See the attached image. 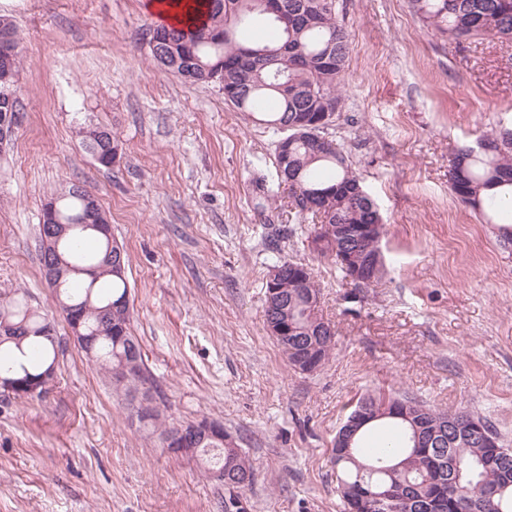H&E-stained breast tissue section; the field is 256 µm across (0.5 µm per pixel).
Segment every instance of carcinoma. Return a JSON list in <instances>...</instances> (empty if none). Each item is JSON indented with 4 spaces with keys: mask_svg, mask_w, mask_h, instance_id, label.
<instances>
[{
    "mask_svg": "<svg viewBox=\"0 0 512 512\" xmlns=\"http://www.w3.org/2000/svg\"><path fill=\"white\" fill-rule=\"evenodd\" d=\"M288 25L265 14L264 0H202L203 20L179 27L165 24L153 28L159 37L150 54L164 71L184 81L210 83L211 67L224 69V85L238 90L227 102L241 112L261 116L260 122L286 134L275 141L274 161L278 184L288 186L291 207L299 214L320 218L319 229L339 224L351 231L360 224H380L379 211L347 163L336 140L316 125L326 112L341 106L339 86L349 54L348 35L336 16V0H281ZM414 13L434 29L455 40L490 37L512 41V0H409ZM255 24L272 31L266 42H252L241 32ZM22 66L14 72L0 71V113L3 100L13 95L11 86ZM288 86V91L281 86ZM448 182L464 204L487 214L488 221L504 212L502 202L512 198V129L483 136L474 146L454 150ZM66 236L54 241L53 260L67 264L58 288L59 303L85 312V333L93 340L87 358L107 375L135 364L138 385L112 382L113 390L125 397L138 422L162 438L177 427L165 424L153 405L154 382L139 344L130 332L132 307L126 280L128 254L117 241L98 238V247L86 248L81 234L89 227L76 223L84 209L83 194L70 190L58 198ZM384 231L371 239L355 240L332 232L320 252L336 259V265L352 277L339 256L358 251L360 276L374 274L372 254L380 250ZM95 267L98 276L85 278L76 288L68 287L72 276ZM281 301L264 307L266 323H290L294 333L278 339L286 358L302 353L327 362L335 346V331L319 314V290L313 273L299 278L293 271L281 283ZM0 320L22 325L30 339L44 343L32 346L27 364L20 365L19 380L42 377L41 364L55 369L58 357L55 339L41 336L46 318L18 290L0 292ZM390 410L361 424L352 432L349 452L332 451L330 463L336 471L338 490L346 512H367L355 499V487L374 490L394 488L400 501L388 512H512V456L494 464L484 463L485 451L465 440L462 426L475 418L491 433L495 427L482 416L468 412L434 409L409 397H391ZM422 427L429 448H416L413 426ZM196 460L208 478L224 470V482L236 481L241 491L254 481L249 460L235 443L205 440Z\"/></svg>",
    "mask_w": 512,
    "mask_h": 512,
    "instance_id": "cac0c4a2",
    "label": "carcinoma"
}]
</instances>
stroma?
Wrapping results in <instances>:
<instances>
[{"label":"stroma","instance_id":"35a3bbf8","mask_svg":"<svg viewBox=\"0 0 512 512\" xmlns=\"http://www.w3.org/2000/svg\"><path fill=\"white\" fill-rule=\"evenodd\" d=\"M350 51L330 129L377 203L387 273L369 287L318 257L278 188L275 136L215 86L158 71L148 0H0L24 60L0 154V291L22 289L59 343L42 396L0 392V512H224V488L140 428L74 341L37 229L78 183L128 256L132 330L167 422H221L255 473L248 512H344L332 440L356 399L406 395L486 417L512 444V245L454 195L452 150L512 129V43L453 42L408 0H336ZM118 136L112 167L79 130ZM276 194L259 207V190ZM312 267L336 331L292 369L265 326L272 257Z\"/></svg>","mask_w":512,"mask_h":512}]
</instances>
